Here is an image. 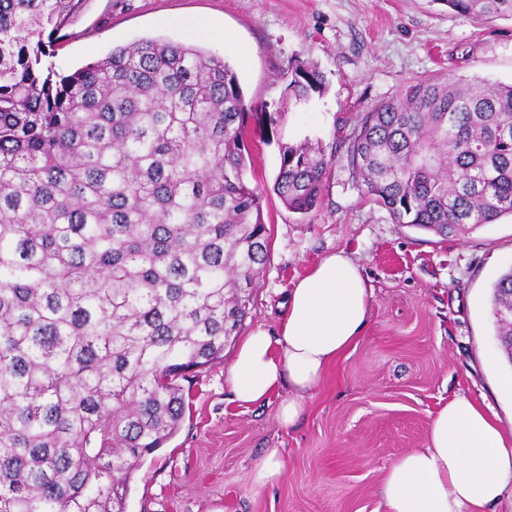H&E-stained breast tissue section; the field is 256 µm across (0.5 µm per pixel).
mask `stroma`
Instances as JSON below:
<instances>
[{
	"instance_id": "1",
	"label": "stroma",
	"mask_w": 512,
	"mask_h": 512,
	"mask_svg": "<svg viewBox=\"0 0 512 512\" xmlns=\"http://www.w3.org/2000/svg\"><path fill=\"white\" fill-rule=\"evenodd\" d=\"M162 37L235 69L251 116L249 179L265 186L269 261L241 329L277 330L287 294L321 257L348 252L373 295L357 346L327 373L305 419L278 401L238 405L224 382L235 349L182 386L177 434L136 468L126 512H378L385 471L422 447L430 413L460 392L512 420V365L496 339L493 282L512 268V218L448 238L393 223L352 175L345 141L376 104L419 77L512 83V20L476 23L440 0H85L56 50L73 71L112 47ZM316 63L326 89L289 97V69ZM310 140L329 161L320 204L294 214L271 191L279 147ZM280 482L252 488L270 449Z\"/></svg>"
}]
</instances>
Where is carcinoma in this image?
<instances>
[{
	"label": "carcinoma",
	"instance_id": "obj_1",
	"mask_svg": "<svg viewBox=\"0 0 512 512\" xmlns=\"http://www.w3.org/2000/svg\"><path fill=\"white\" fill-rule=\"evenodd\" d=\"M512 19V0H440ZM84 0H0V512H126L138 462L177 433L178 380L224 359L268 261L246 101L224 58L140 39L51 61ZM288 94L322 93L317 65ZM362 192L447 237L512 217V84L417 78L349 138ZM328 161L280 147L273 192L317 206ZM512 361V268L492 285Z\"/></svg>",
	"mask_w": 512,
	"mask_h": 512
}]
</instances>
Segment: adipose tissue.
I'll use <instances>...</instances> for the list:
<instances>
[{
    "instance_id": "ef3b65f1",
    "label": "adipose tissue",
    "mask_w": 512,
    "mask_h": 512,
    "mask_svg": "<svg viewBox=\"0 0 512 512\" xmlns=\"http://www.w3.org/2000/svg\"><path fill=\"white\" fill-rule=\"evenodd\" d=\"M372 290L357 264L338 251L320 259L288 294L277 335L258 328L237 346L225 381L238 404L278 398L292 427L328 370L363 335ZM383 512H512V424L483 402L454 394L433 411L422 447L384 474Z\"/></svg>"
}]
</instances>
